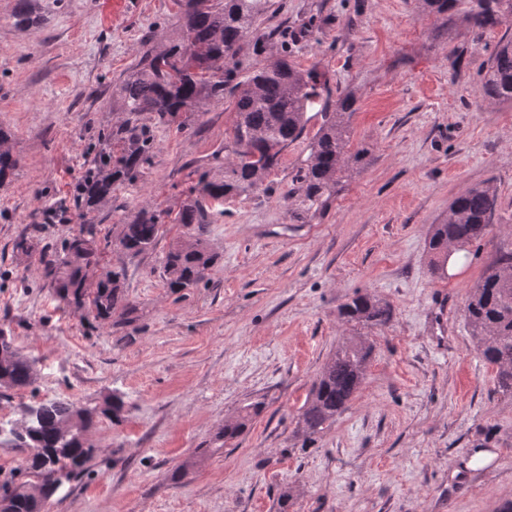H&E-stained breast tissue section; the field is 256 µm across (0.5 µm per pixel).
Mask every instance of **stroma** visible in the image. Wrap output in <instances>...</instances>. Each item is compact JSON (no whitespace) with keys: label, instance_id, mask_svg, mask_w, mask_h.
I'll return each mask as SVG.
<instances>
[{"label":"stroma","instance_id":"stroma-1","mask_svg":"<svg viewBox=\"0 0 512 512\" xmlns=\"http://www.w3.org/2000/svg\"><path fill=\"white\" fill-rule=\"evenodd\" d=\"M16 3L0 0V128L20 159L0 186V329L39 364L32 386L0 388V478L29 455L9 434L25 407L65 398L91 408L118 392L125 419L95 420V454L49 512H500L512 502V397L463 313L469 288L512 249V103L487 101L482 87L512 21L475 33L456 18L436 27L417 0H273L260 31L287 29L299 68L357 97L351 145L367 148V165L324 213L293 221L286 195L321 123L313 117L264 191L225 199L206 234L214 265L174 293L162 258L182 225H163L136 258L118 237L141 209L177 213L196 167L223 177L213 156L235 115L212 100L169 123L142 113L150 164L88 217L105 244L90 280L124 269L134 307L101 322L54 298L46 263L79 227L74 184L94 150L112 146L120 80L145 34L177 36L179 7L32 0V24L19 25ZM484 184L498 197L489 234L456 272L433 275L431 225ZM359 291L391 304L386 326L340 322ZM352 339L372 348L365 378L304 444L300 409ZM255 404L243 434L219 443L225 419ZM483 441L493 459L473 465Z\"/></svg>","mask_w":512,"mask_h":512}]
</instances>
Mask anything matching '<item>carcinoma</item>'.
Instances as JSON below:
<instances>
[{"label": "carcinoma", "instance_id": "cac0c4a2", "mask_svg": "<svg viewBox=\"0 0 512 512\" xmlns=\"http://www.w3.org/2000/svg\"><path fill=\"white\" fill-rule=\"evenodd\" d=\"M182 10V38L165 47L152 45L144 36L145 50L118 85L127 117L112 129L117 151L97 153L77 184L75 199L82 210L80 234L68 239L64 256L57 260L55 293L74 311H87L96 320L107 321L112 313L134 309L122 288L125 270L107 272L93 288L87 287L86 269L97 262L98 242L85 216L112 197L118 187L135 183L153 150V140L139 123L144 112L161 121H171L191 112L203 99L233 103L235 122L224 140L225 156H213L224 167V179L212 180L209 172L199 175L191 197L179 210L176 223L189 237L177 242L163 261L165 284L172 292L190 288L207 276L214 263L202 237L213 213L210 206L224 198L249 194L265 181L281 161L283 152L298 141L309 121L307 108L317 96V75L303 72L288 57L266 61L250 71L237 66V58L248 45L257 52L277 31L249 40L269 0H178ZM423 11L439 25L457 17L467 27L492 31L512 20V0H419ZM484 94L496 102H512V39L500 41L491 54L482 78ZM357 99L345 94L324 106L321 124L309 143V154L296 169V187L288 192L291 215L303 222L325 209L338 193L346 173L365 162L368 150L350 149V120ZM9 134L0 127V185L18 167V159L6 147ZM497 194L490 185L478 186L453 199L446 215L432 225L428 250L432 272L445 273L448 247L462 251L488 233L497 208ZM162 227L161 215L142 211L123 225L118 245L135 258L151 251ZM338 314L346 324L382 327L392 317L390 305L368 293H355L340 305ZM465 320L484 360L495 370L500 392L512 395V250L501 252L471 287ZM371 347L351 341L341 345L325 364L318 381L298 415L297 431L307 441L336 421L359 389L366 372ZM34 361L17 349L0 357V383L25 389L34 382ZM125 401L119 394L99 406L82 408L64 399L42 403L28 412V431L20 446L32 453L18 472L0 481V512H36L38 499L52 498L51 476L59 471L74 474L93 458L95 448L85 431L96 417L114 424L124 418ZM259 408L224 421L218 439L230 441L247 427Z\"/></svg>", "mask_w": 512, "mask_h": 512}]
</instances>
